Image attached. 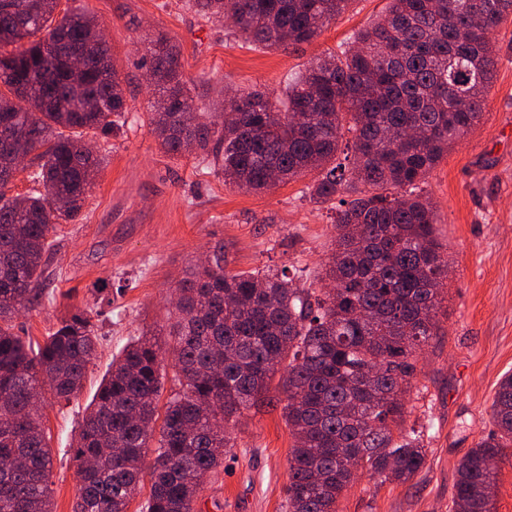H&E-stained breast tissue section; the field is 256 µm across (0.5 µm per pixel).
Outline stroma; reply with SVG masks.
I'll return each mask as SVG.
<instances>
[{
  "mask_svg": "<svg viewBox=\"0 0 512 512\" xmlns=\"http://www.w3.org/2000/svg\"><path fill=\"white\" fill-rule=\"evenodd\" d=\"M104 26L122 79L129 118L94 138L104 163L79 215L51 234L43 298L15 322L43 342L73 308L88 311L99 335L79 395L47 400L53 512H73L78 477L72 443L112 359L133 337L166 336L173 292L189 267L223 250L229 269L304 270L319 288L336 235L337 202L318 204L308 178L254 192L225 184L199 154L159 151L150 112L159 97L148 79L150 36L165 35L205 123L222 118L226 92L277 97L288 78L384 17L389 0H351L310 42L266 50L233 35L230 22L198 15L189 0H60ZM499 63L481 121L449 148L422 185L447 247L449 271L439 334L418 352L405 397L404 429L424 432L426 461L405 483L361 474L338 512H454L460 461L492 429L490 406L512 374V21L495 32ZM233 449L200 493L199 512H287L293 438L280 406L245 412L230 431Z\"/></svg>",
  "mask_w": 512,
  "mask_h": 512,
  "instance_id": "obj_1",
  "label": "stroma"
}]
</instances>
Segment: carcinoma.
<instances>
[{
    "instance_id": "cac0c4a2",
    "label": "carcinoma",
    "mask_w": 512,
    "mask_h": 512,
    "mask_svg": "<svg viewBox=\"0 0 512 512\" xmlns=\"http://www.w3.org/2000/svg\"><path fill=\"white\" fill-rule=\"evenodd\" d=\"M351 0H192L208 18H229L258 48L307 43ZM57 0H0V137L30 157L38 189L7 195L0 183V512H51L52 456L34 404L41 388L70 400L97 352L86 310L62 317L44 344L15 333V317L39 303L53 226L73 220L102 158L85 137L125 125L122 81L100 23L85 9L55 18ZM512 17V0H390L387 17L362 30L358 47L312 64L277 101L261 91L224 100L215 130L192 99L178 53L150 40V78L160 87L150 125L172 157L203 152L224 183L263 190L308 173L310 199L326 203L343 186L336 239L324 279L300 288L271 269L236 272L219 250L195 266L168 337L175 353L166 379L156 336L127 344L102 379L74 440L79 488L74 512H126L149 478L145 512H197L204 484L233 445L224 428L271 401L278 383L294 438L288 459L289 512H337L360 472L406 482L425 462L415 430L394 433L414 356L439 327L436 310L448 256L419 185L449 146L482 116L496 66L493 29ZM80 52L76 77L59 55ZM351 135L352 166L336 154ZM491 432L462 459L455 512H492L497 475L491 461L512 447V375L491 405ZM152 456L146 461V456Z\"/></svg>"
}]
</instances>
